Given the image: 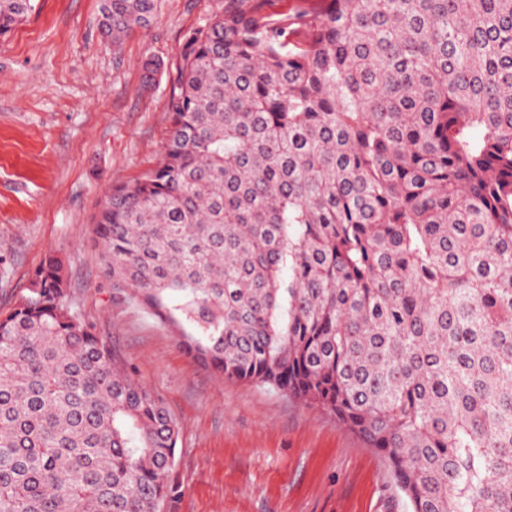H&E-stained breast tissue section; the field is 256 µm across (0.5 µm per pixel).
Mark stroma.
Instances as JSON below:
<instances>
[{
    "instance_id": "35a3bbf8",
    "label": "stroma",
    "mask_w": 512,
    "mask_h": 512,
    "mask_svg": "<svg viewBox=\"0 0 512 512\" xmlns=\"http://www.w3.org/2000/svg\"><path fill=\"white\" fill-rule=\"evenodd\" d=\"M34 5L0 37V313L61 263L77 310L176 422L159 512H407L385 459L333 414L203 368L104 275V194L158 163L184 36L232 0H158L151 26L117 47L100 38V0ZM150 58L162 69L148 84Z\"/></svg>"
}]
</instances>
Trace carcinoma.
Segmentation results:
<instances>
[{"label":"carcinoma","mask_w":512,"mask_h":512,"mask_svg":"<svg viewBox=\"0 0 512 512\" xmlns=\"http://www.w3.org/2000/svg\"><path fill=\"white\" fill-rule=\"evenodd\" d=\"M184 39L158 165L95 218L115 297L314 402L410 512H512V0H237ZM158 0H102L116 43ZM34 9L0 0V36ZM178 431L60 266L0 315V512H158ZM261 11L271 19H279L285 14L303 10L309 14H319L324 11V0H263Z\"/></svg>","instance_id":"cac0c4a2"}]
</instances>
